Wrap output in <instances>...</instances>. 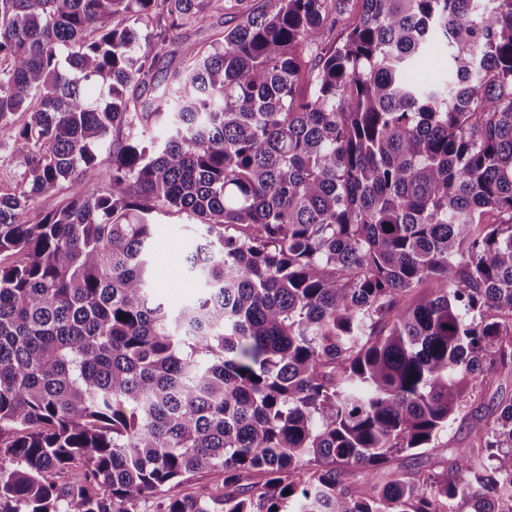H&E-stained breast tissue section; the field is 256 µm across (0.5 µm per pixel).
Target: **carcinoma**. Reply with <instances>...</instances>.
Masks as SVG:
<instances>
[{
    "label": "carcinoma",
    "mask_w": 512,
    "mask_h": 512,
    "mask_svg": "<svg viewBox=\"0 0 512 512\" xmlns=\"http://www.w3.org/2000/svg\"><path fill=\"white\" fill-rule=\"evenodd\" d=\"M0 147V512H512V0H0ZM184 218L178 215L157 219L155 261L150 271L153 294L166 305L177 307L197 295L199 288L191 279L184 277L180 266L182 258L175 252V242L188 239ZM512 397V374L495 372L485 382V391L481 401L473 404L471 408L479 407V415H485L486 420H493L496 405L501 396ZM472 439L470 425L467 422L457 420L448 427V432L441 436L439 444L435 448L417 455L401 454L396 456L392 463L402 469L413 470L416 468L430 469L434 466L441 471L448 465V448H468Z\"/></svg>",
    "instance_id": "cac0c4a2"
}]
</instances>
